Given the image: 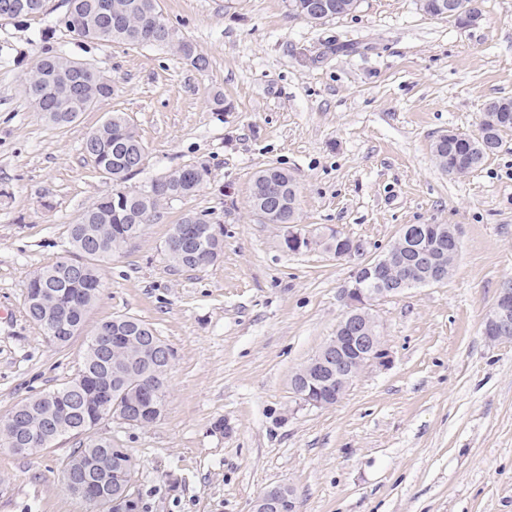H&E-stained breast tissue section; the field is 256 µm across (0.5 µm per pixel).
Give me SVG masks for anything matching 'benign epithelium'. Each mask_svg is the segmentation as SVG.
I'll list each match as a JSON object with an SVG mask.
<instances>
[{"label": "benign epithelium", "mask_w": 512, "mask_h": 512, "mask_svg": "<svg viewBox=\"0 0 512 512\" xmlns=\"http://www.w3.org/2000/svg\"><path fill=\"white\" fill-rule=\"evenodd\" d=\"M88 70L84 63L73 61L50 71L53 80H64L72 95L80 92L77 74ZM336 237V257L348 258L362 250V244L341 232L321 234L323 240ZM198 243L195 225H190L174 238L175 249H195ZM460 252L457 226L435 224H406L394 242L376 258L360 266L349 284L342 289L347 309L336 325V334L292 377L291 385L296 399L305 406L327 408L339 402L349 385L367 366L382 365L388 361L381 325L372 312L373 303L390 297L419 281L421 272L430 274L429 282L439 284L449 277ZM68 317L57 312L43 321L49 340L58 341V335ZM484 334L491 342H512V282L500 289L494 308L484 322ZM100 416L112 417L130 424L141 425L136 404H127L120 414H113L112 384L103 383L98 390ZM74 468L65 472L70 492L89 503L100 499V493L91 482L73 479ZM251 512H296L292 487L277 484L268 487L253 502Z\"/></svg>", "instance_id": "benign-epithelium-1"}]
</instances>
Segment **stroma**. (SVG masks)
<instances>
[{
    "label": "stroma",
    "mask_w": 512,
    "mask_h": 512,
    "mask_svg": "<svg viewBox=\"0 0 512 512\" xmlns=\"http://www.w3.org/2000/svg\"><path fill=\"white\" fill-rule=\"evenodd\" d=\"M481 8L461 28L419 0H359L320 24L287 0H158L203 71L165 48L78 39L60 23L66 0L0 20V415L75 377L86 332L130 314L174 352L165 411L93 433L137 460L142 512H250L276 484L294 488L298 512H512V344L483 332L512 281V132L463 177L432 154L439 135L477 132L489 102L512 98V0ZM48 52L92 64L111 96L67 126L47 122L24 79ZM115 112L145 145L126 191L197 161L210 175L104 263L83 334L61 348L28 318L25 288L70 251L69 224L108 188L82 144ZM270 164L295 178L301 225L341 230L363 251L283 250V226L250 206ZM188 213L224 239L194 269L166 249ZM406 224L457 225L451 275L378 303L388 363L332 407L300 405L292 376L333 336L342 288ZM78 445L0 450V512H100L66 486Z\"/></svg>",
    "instance_id": "35a3bbf8"
}]
</instances>
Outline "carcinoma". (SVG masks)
<instances>
[{"label": "carcinoma", "mask_w": 512, "mask_h": 512, "mask_svg": "<svg viewBox=\"0 0 512 512\" xmlns=\"http://www.w3.org/2000/svg\"><path fill=\"white\" fill-rule=\"evenodd\" d=\"M15 4L9 18L32 16L40 13L45 0H0ZM104 0H67L68 8L60 20L61 25L78 38L96 44L117 43L130 46H164L177 56L186 59L198 70L208 67V60L195 53L193 46L180 38L163 19L157 0H112V12H106ZM314 0H288L290 11L310 23L347 15L355 10L358 0H325L327 12L318 16L310 8ZM62 55L40 59L28 73L25 92L34 103L36 111L57 126L73 123L78 116L91 109L99 100L112 95V87L96 79V73H87L82 83V96L69 99L62 95V88L45 80L46 67L58 64ZM485 139L502 145L503 134L512 131V111L499 113L491 124L480 122ZM83 150L93 166L106 174L112 187L102 193L83 212L79 221L68 226V234L75 253L59 257L55 262L37 271L29 280L27 290L49 291L56 308L68 313L72 331L61 335L58 346L63 347L80 332L88 310L103 288L102 263L120 252L127 243L139 236L143 226L151 223L165 204L194 195L207 181L208 166L192 163L174 169L156 179L147 190L130 193L121 184L133 175L127 165L129 155L144 154L138 133L121 114L114 113L97 128L90 131L83 143ZM465 147L448 158V166L462 159V166L474 171L480 168L489 155L475 153L461 158ZM274 187L276 200L284 210H299V194L294 178L279 166L257 171L251 191L253 212L267 224L276 222L266 215L270 200L261 197L258 189ZM171 260L178 266L196 268L201 256L178 253L167 248ZM115 343L106 356H99L95 346L97 332L87 340V348L77 375L62 386L41 392L21 402L23 432L38 440L46 439L39 449L50 445L62 436L85 435L91 424L99 419L95 399L97 385L112 383L117 407L126 406L131 394H139L143 384L162 378V365L147 364L139 371L129 369L133 357L141 353L138 344L142 338H152L157 346L168 347L155 329L144 320L131 315H117L110 319ZM112 447L109 439H85L71 456H94L104 448Z\"/></svg>", "instance_id": "1"}]
</instances>
